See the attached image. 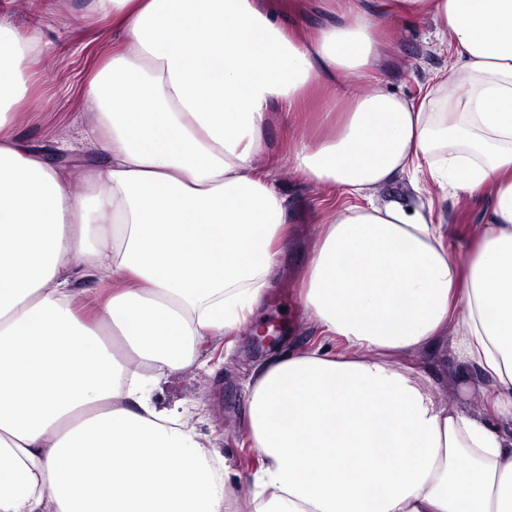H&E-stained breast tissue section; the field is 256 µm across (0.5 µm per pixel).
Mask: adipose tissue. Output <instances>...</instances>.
I'll use <instances>...</instances> for the list:
<instances>
[{
  "label": "adipose tissue",
  "mask_w": 512,
  "mask_h": 512,
  "mask_svg": "<svg viewBox=\"0 0 512 512\" xmlns=\"http://www.w3.org/2000/svg\"><path fill=\"white\" fill-rule=\"evenodd\" d=\"M96 3L117 42L84 107L109 161L80 198L10 128L38 46L0 23V512H512V0H340L311 28L267 0ZM421 13L448 74L417 104L357 94L385 19ZM320 100L345 117L292 148L303 180L361 197L414 171L493 206L464 254L392 199L319 226L299 300L325 341L251 382L243 493L151 388L267 297L290 226L265 131ZM444 334L483 412L398 361Z\"/></svg>",
  "instance_id": "adipose-tissue-1"
}]
</instances>
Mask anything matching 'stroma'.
I'll list each match as a JSON object with an SVG mask.
<instances>
[{
	"label": "stroma",
	"instance_id": "stroma-1",
	"mask_svg": "<svg viewBox=\"0 0 512 512\" xmlns=\"http://www.w3.org/2000/svg\"><path fill=\"white\" fill-rule=\"evenodd\" d=\"M12 24L22 35L37 37L45 49L40 60L23 76L24 103L10 111L14 131L31 149L67 145L74 161L68 164L69 188L81 197L89 188L84 172L105 160L102 151L82 139L92 118L82 109L85 83L112 54V17L93 10L91 0H0V22ZM386 69L380 78L365 81L360 91L369 95L385 89L408 100L421 101L434 74L447 71L453 60L451 38L439 32L425 15H396L383 32ZM322 115L299 119L277 116L267 130L273 159L275 185L289 198L295 239L287 245L274 275L270 297L257 309L254 320L279 326L285 343L309 348L320 340L317 321L298 306L295 268L302 265L313 241L315 226L332 211L341 209L346 197L303 181L287 160L299 141L315 138ZM375 197L396 198L406 206L432 208L434 223L454 229L453 249L464 252L479 224L484 223L490 197L469 198L447 187L426 182L412 185L407 177L375 190ZM249 331L232 338L214 337L202 347L205 364L168 373L152 390L154 402L178 405L188 411L205 443L225 459L230 476L248 484L257 462L251 461L246 422L245 386L259 364L249 351ZM402 364L424 373L441 402H461L471 410L482 408V379L462 381L450 337H440L433 349L410 351Z\"/></svg>",
	"mask_w": 512,
	"mask_h": 512
}]
</instances>
